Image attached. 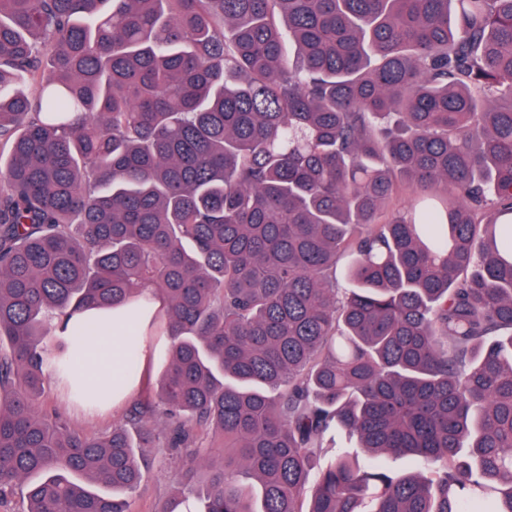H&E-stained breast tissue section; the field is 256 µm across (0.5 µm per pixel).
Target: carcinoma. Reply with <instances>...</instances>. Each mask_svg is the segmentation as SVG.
<instances>
[{
	"mask_svg": "<svg viewBox=\"0 0 512 512\" xmlns=\"http://www.w3.org/2000/svg\"><path fill=\"white\" fill-rule=\"evenodd\" d=\"M0 146V498L128 512L161 445L160 512H512V0H0ZM147 288L123 420L42 410ZM334 438H335V444H333L332 446H335V448H325V453H324V455L322 457V461H321L323 465L330 463L335 458L336 449H338V448H344V449L351 450V451L353 449H355V450L358 449L359 460L362 463L366 464V463L373 461V459L362 449L354 448L357 446L355 439L349 437L348 434H346L345 432H342V431L336 432Z\"/></svg>",
	"mask_w": 512,
	"mask_h": 512,
	"instance_id": "1",
	"label": "carcinoma"
}]
</instances>
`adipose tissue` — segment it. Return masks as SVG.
<instances>
[{
    "label": "adipose tissue",
    "mask_w": 512,
    "mask_h": 512,
    "mask_svg": "<svg viewBox=\"0 0 512 512\" xmlns=\"http://www.w3.org/2000/svg\"><path fill=\"white\" fill-rule=\"evenodd\" d=\"M162 306L159 298H150L148 314L158 313ZM148 314L109 319L85 316L87 337L79 346V379L87 390L112 392V402L117 405L139 389L140 380L132 379L126 372V359L131 351L129 339L145 326Z\"/></svg>",
    "instance_id": "adipose-tissue-1"
}]
</instances>
